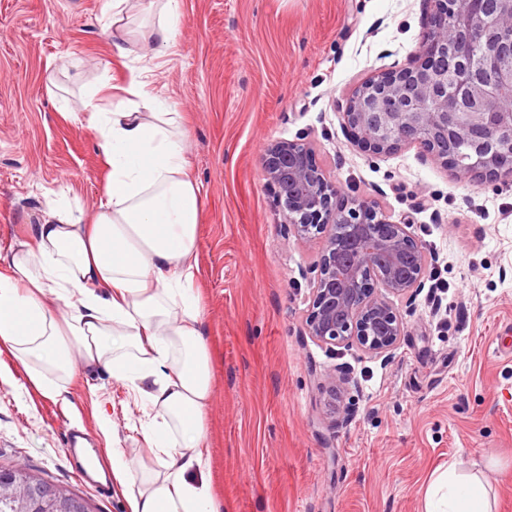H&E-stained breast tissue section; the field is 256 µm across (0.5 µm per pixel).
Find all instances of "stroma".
Here are the masks:
<instances>
[{
	"label": "stroma",
	"instance_id": "35a3bbf8",
	"mask_svg": "<svg viewBox=\"0 0 512 512\" xmlns=\"http://www.w3.org/2000/svg\"><path fill=\"white\" fill-rule=\"evenodd\" d=\"M106 2L0 0V252L60 201L92 217L108 169L75 115L101 85L122 98L137 70L179 112L200 189L209 479L225 512H425L450 468L481 476L491 512H512V182L457 180L416 144L373 154L343 123L354 86L417 61L429 0H181L172 47L143 54L137 35L123 59ZM298 138L344 198L409 222L448 287L437 310L428 285L394 300L405 334L387 358L306 333L320 244L288 238L262 166L266 144ZM340 364L358 385L335 425L324 384ZM26 381L0 355V466L34 469L92 512H131L124 482L100 494L66 456L84 432L152 467L129 387L79 367L56 401Z\"/></svg>",
	"mask_w": 512,
	"mask_h": 512
}]
</instances>
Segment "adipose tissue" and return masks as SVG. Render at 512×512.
I'll list each match as a JSON object with an SVG mask.
<instances>
[{"mask_svg":"<svg viewBox=\"0 0 512 512\" xmlns=\"http://www.w3.org/2000/svg\"><path fill=\"white\" fill-rule=\"evenodd\" d=\"M149 6L159 22L144 46L158 55L175 39L181 0ZM126 93L111 106L95 93L84 106L109 170L92 221L58 207L30 240L0 255V352L54 399L79 362L131 384L152 412L143 434L154 457L150 473L132 479L123 454H112L131 512H224L204 477L213 357L192 263L199 188L171 102L135 71ZM426 512H490L483 482L441 474Z\"/></svg>","mask_w":512,"mask_h":512,"instance_id":"adipose-tissue-1","label":"adipose tissue"}]
</instances>
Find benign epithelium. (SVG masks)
<instances>
[{
	"label": "benign epithelium",
	"mask_w": 512,
	"mask_h": 512,
	"mask_svg": "<svg viewBox=\"0 0 512 512\" xmlns=\"http://www.w3.org/2000/svg\"><path fill=\"white\" fill-rule=\"evenodd\" d=\"M429 40L412 67L368 78L352 93L344 124L357 146L375 154L420 143L449 166L455 143L467 141L472 164L461 179L512 178V110L491 112L495 89L512 83V0H465L456 20L440 27L448 0H432ZM481 41L488 54L476 61ZM305 139L266 145L263 170L286 213L296 241L322 240L311 282L308 336L330 348L357 347L388 357L405 325L392 299L413 298L424 287L429 257L410 225L390 220L375 202L344 203L339 190L314 159ZM357 386L347 366L326 377L331 398ZM21 466L0 468V499L17 503L14 512H82L79 502L34 495L18 480Z\"/></svg>",
	"instance_id": "benign-epithelium-1"
}]
</instances>
